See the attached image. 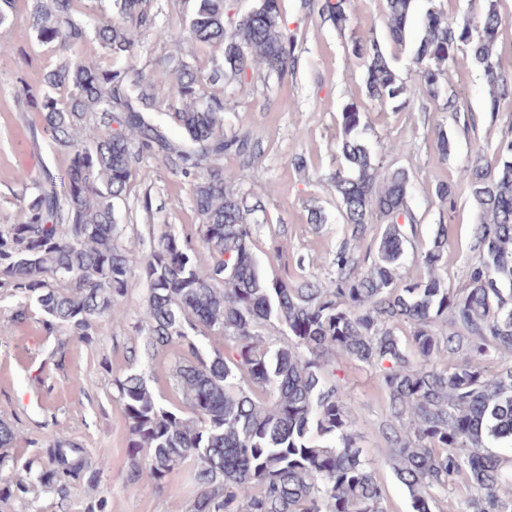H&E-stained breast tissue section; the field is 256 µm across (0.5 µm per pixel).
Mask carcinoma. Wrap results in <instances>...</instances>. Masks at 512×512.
Segmentation results:
<instances>
[{
	"label": "carcinoma",
	"instance_id": "cac0c4a2",
	"mask_svg": "<svg viewBox=\"0 0 512 512\" xmlns=\"http://www.w3.org/2000/svg\"><path fill=\"white\" fill-rule=\"evenodd\" d=\"M79 2L31 0L36 40L60 51L36 104L70 162L37 185L19 223L0 228V287L35 306L47 333L95 339L97 323L117 314L134 272L119 243L114 203L125 198L145 156L195 175L198 233L211 261L200 267L190 243L164 229L140 263L148 283L138 326L146 332L144 353L181 350L184 362L173 370L179 404L156 398L134 368L135 349L129 372L112 382L128 423L132 477L145 470L160 484L193 460L191 512H385L384 487L344 404L348 380L336 374L339 363L357 361L379 374L386 393L385 452L412 512H437L441 495L460 479L469 487L464 512H512V456L486 451L490 443L512 446V360L494 370L484 365L512 357V140L492 161L476 145L460 171L479 212L468 287L453 293L444 286L442 225L420 255L427 277L404 284L398 269L406 226L418 223L407 205L410 176L385 168L361 135L362 113L345 105L329 182L352 238L373 218L385 221L376 258L361 266L345 241L331 260L329 283L269 280L253 254L250 224L264 204L237 189L236 173L221 165L226 154L252 164L260 144L248 132L224 134V102L206 88L241 83L255 70L282 78L295 68L281 0H255L233 16L226 0H197L188 34L221 52L205 75L179 53L159 58L148 74L85 62L76 50L89 42L131 61L134 32L165 31L150 0H112L113 16L94 25L78 17ZM415 2L386 0L391 51L371 29L352 32L365 95L382 109L413 96L393 60ZM304 7L338 31L349 26L347 0H304ZM469 24L427 0L413 50L423 92L460 112L443 79L449 62L467 51L489 88V111L498 112L512 103V75L495 60L506 25L501 0H484L477 25ZM161 111L193 149L148 116ZM406 325L414 360L397 335ZM270 328L278 335H266ZM208 335L223 338L224 350L205 349L199 337ZM50 454L49 465L27 469L30 482L1 490L0 503L24 498L34 485L62 494L69 479L87 470L93 478L107 464L101 452L89 467L83 450L67 441L54 443Z\"/></svg>",
	"mask_w": 512,
	"mask_h": 512
}]
</instances>
